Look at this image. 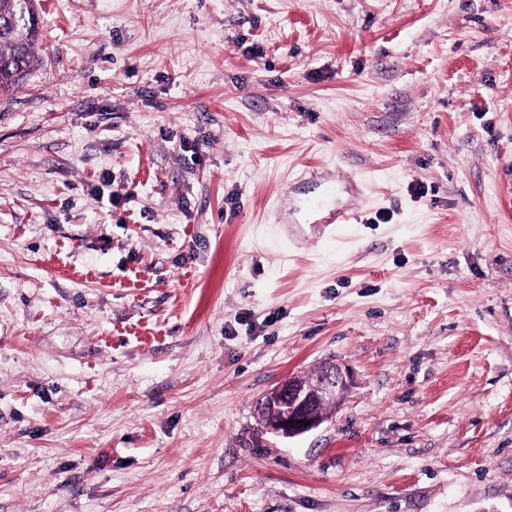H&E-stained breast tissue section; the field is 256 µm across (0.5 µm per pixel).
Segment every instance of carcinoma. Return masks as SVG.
<instances>
[{
	"mask_svg": "<svg viewBox=\"0 0 512 512\" xmlns=\"http://www.w3.org/2000/svg\"><path fill=\"white\" fill-rule=\"evenodd\" d=\"M18 16L19 0H0V90L18 88L36 63L38 28L19 31L14 27Z\"/></svg>",
	"mask_w": 512,
	"mask_h": 512,
	"instance_id": "obj_1",
	"label": "carcinoma"
}]
</instances>
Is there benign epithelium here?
Wrapping results in <instances>:
<instances>
[{
    "instance_id": "1",
    "label": "benign epithelium",
    "mask_w": 512,
    "mask_h": 512,
    "mask_svg": "<svg viewBox=\"0 0 512 512\" xmlns=\"http://www.w3.org/2000/svg\"><path fill=\"white\" fill-rule=\"evenodd\" d=\"M353 384L351 372L332 360L321 364L308 385L296 384L290 378L273 387L267 396L288 397V407L280 409L278 419L265 425L268 431L291 438L310 432L325 421L321 414L313 413L320 404L337 405Z\"/></svg>"
}]
</instances>
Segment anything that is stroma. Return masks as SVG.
<instances>
[{
    "label": "stroma",
    "mask_w": 512,
    "mask_h": 512,
    "mask_svg": "<svg viewBox=\"0 0 512 512\" xmlns=\"http://www.w3.org/2000/svg\"><path fill=\"white\" fill-rule=\"evenodd\" d=\"M35 7L0 512H512V0ZM322 169L362 223H289ZM328 358L339 409L265 432Z\"/></svg>",
    "instance_id": "stroma-1"
}]
</instances>
